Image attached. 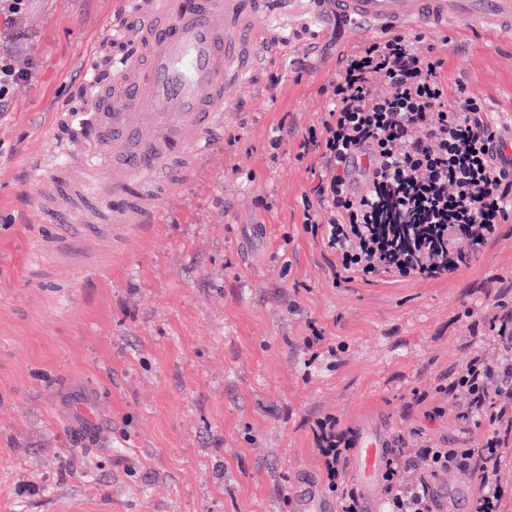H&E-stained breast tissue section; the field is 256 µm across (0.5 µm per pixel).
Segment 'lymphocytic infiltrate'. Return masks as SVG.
Segmentation results:
<instances>
[{"label": "lymphocytic infiltrate", "mask_w": 512, "mask_h": 512, "mask_svg": "<svg viewBox=\"0 0 512 512\" xmlns=\"http://www.w3.org/2000/svg\"><path fill=\"white\" fill-rule=\"evenodd\" d=\"M28 3L0 0V109L34 77L28 37L17 27ZM340 63L329 109L300 144L322 169L303 212L305 231L335 252L346 274L436 279L456 272L512 216V157L504 150L512 133L464 84L449 88L444 59L425 34L372 36ZM358 150L369 164L349 163ZM479 323L492 354L470 356L444 390L459 403L461 423L487 425L484 446L394 445L383 512H433L430 481L448 472L477 486L472 512H504L512 499L504 482L512 467V305L494 301ZM312 432L340 512H360L348 476L353 431L327 416Z\"/></svg>", "instance_id": "1"}]
</instances>
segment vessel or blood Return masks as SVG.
I'll list each match as a JSON object with an SVG mask.
<instances>
[{
    "mask_svg": "<svg viewBox=\"0 0 512 512\" xmlns=\"http://www.w3.org/2000/svg\"><path fill=\"white\" fill-rule=\"evenodd\" d=\"M276 0H122L125 20L113 26L112 80L92 61L82 65L90 104L65 113L68 131L53 138L36 162L48 201L61 192L69 207L54 209L44 242L73 251L86 228L71 211L89 213L113 235L144 236L163 197L183 186L196 161L215 151L236 87L262 64L272 45L262 40L261 12ZM322 21L353 19L369 33L404 26L444 30L455 23L512 33V0H314ZM111 161L113 176L100 175ZM387 443L378 429L355 435L350 475L363 512H380ZM297 512H335L313 487L296 496Z\"/></svg>",
    "mask_w": 512,
    "mask_h": 512,
    "instance_id": "1",
    "label": "vessel or blood"
}]
</instances>
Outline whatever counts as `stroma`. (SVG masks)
Wrapping results in <instances>:
<instances>
[{"label":"stroma","mask_w":512,"mask_h":512,"mask_svg":"<svg viewBox=\"0 0 512 512\" xmlns=\"http://www.w3.org/2000/svg\"><path fill=\"white\" fill-rule=\"evenodd\" d=\"M296 2L276 21L288 47L151 233L72 256L37 252L52 216L34 159L83 104V60L121 4L33 0L20 19L37 77L0 111V512H295L304 485L328 492L312 434L328 415L412 448L483 444L440 387L482 347L469 312L512 285V218L450 277L338 278L303 228L320 169L299 145L357 25ZM426 40L512 125V39L460 23Z\"/></svg>","instance_id":"stroma-1"}]
</instances>
